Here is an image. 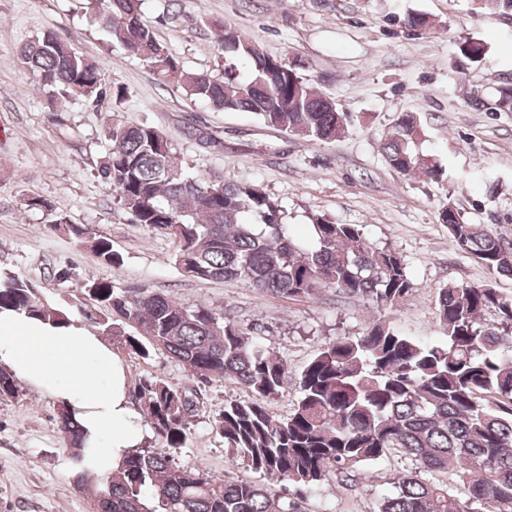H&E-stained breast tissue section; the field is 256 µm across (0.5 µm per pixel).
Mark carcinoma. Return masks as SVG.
Here are the masks:
<instances>
[{
    "label": "carcinoma",
    "mask_w": 512,
    "mask_h": 512,
    "mask_svg": "<svg viewBox=\"0 0 512 512\" xmlns=\"http://www.w3.org/2000/svg\"><path fill=\"white\" fill-rule=\"evenodd\" d=\"M99 20L112 42L148 64L164 84L224 112H249L287 136L327 144L351 122L349 113L317 90L299 66L263 51L236 27L215 24L224 47L216 78L184 63L161 44L142 16L140 0H100ZM458 65L484 60L478 41L459 46ZM22 64L61 96L97 105L120 104L127 89L104 83V66L72 43L46 32L20 49ZM248 70L241 72V63ZM111 150L99 170L135 223L174 239L178 271L197 281L237 280L253 291L310 299L324 288L366 298L378 312L414 291L404 257L380 247L357 224L312 217L311 238L294 235L277 203L258 186L216 172L190 174L184 158L148 123L106 125ZM421 127L402 112L381 145L385 163L404 176L432 182L443 167L416 149ZM451 245L491 275L482 285L439 289L436 310L446 342L397 332L379 318L357 336L324 343L297 374L293 410L277 416L268 400L288 381V367L250 328L204 302L182 303L152 288L130 292L88 278L89 304L49 302L22 276L0 271V312L18 311L56 325L77 323L113 337L146 359L160 352L202 383L230 382L249 393L226 400L215 420L230 461H242L256 480H220L175 462L198 413L197 392L143 378L138 401L158 441L135 448L102 473L95 449L67 407L60 428L73 449L76 485L93 490V512H303L326 477L380 463L399 453L410 462L380 496L377 512H512V296L496 288L512 278V243L465 222L453 203L440 212ZM50 228L78 242L88 229L53 214ZM90 249L107 266L121 255L106 237ZM494 313L497 321L486 322ZM19 395L14 375L0 368V398Z\"/></svg>",
    "instance_id": "carcinoma-1"
}]
</instances>
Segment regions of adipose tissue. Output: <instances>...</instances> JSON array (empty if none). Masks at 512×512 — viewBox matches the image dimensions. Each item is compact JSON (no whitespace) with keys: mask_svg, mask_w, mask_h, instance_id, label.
<instances>
[{"mask_svg":"<svg viewBox=\"0 0 512 512\" xmlns=\"http://www.w3.org/2000/svg\"><path fill=\"white\" fill-rule=\"evenodd\" d=\"M0 365L75 411L103 471L117 467L142 442L124 368L111 346L88 328L0 312Z\"/></svg>","mask_w":512,"mask_h":512,"instance_id":"obj_1","label":"adipose tissue"}]
</instances>
